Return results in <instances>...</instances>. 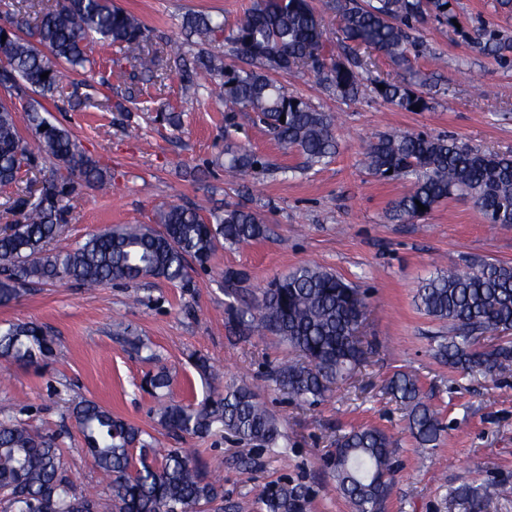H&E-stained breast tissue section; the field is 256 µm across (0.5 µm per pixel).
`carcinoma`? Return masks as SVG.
<instances>
[{
	"label": "carcinoma",
	"instance_id": "carcinoma-1",
	"mask_svg": "<svg viewBox=\"0 0 512 512\" xmlns=\"http://www.w3.org/2000/svg\"><path fill=\"white\" fill-rule=\"evenodd\" d=\"M451 0H325L338 22L337 44L325 37L323 16L313 0H253L230 27L206 13L185 17L187 37L231 45L228 64L204 48L199 69L220 78L217 95L229 112H252L284 148L304 156L308 166L327 163L337 151L333 116L289 92L271 73L306 67L342 99H355L370 88L374 96L401 110L425 109L422 93L404 83H364L373 65L360 51H377L393 64L411 69L409 52L420 46L419 25L427 19L452 23ZM28 21L13 19L0 27V88L21 92L28 102L19 110L0 98V193L3 212L19 211L22 220L0 229V306L34 283L75 281L97 288L112 281L164 279L190 285L189 261L204 267L222 245H248L264 239L263 217L236 206L203 216L187 205H167L156 225L128 224L88 238L72 249L52 243L68 222L67 202L79 188L106 191L112 173L80 148L64 128L42 116L41 100L63 97L60 65L84 68L94 63L88 44L95 37L132 58L148 76L181 65V46L169 41L166 58L151 49L152 33L139 18L110 0H61L36 16L31 41L21 35ZM482 50L507 64L512 34L483 26L477 30ZM48 77H42L43 73ZM384 88H378V85ZM38 153L25 143L18 112ZM285 121H280V117ZM53 164L33 177L36 155ZM224 173L230 180L263 174L267 163L229 139L224 143ZM365 167L387 180L411 179L410 189L395 200L392 220L406 222L429 214L457 194L474 202L491 224L512 225V154L473 150L447 137L408 132L380 136L365 154ZM424 205L421 211L418 205ZM249 288L247 273L224 272V293L238 299ZM357 288L318 265L305 263L271 280L253 304H229L228 322L241 336L279 337L297 354L278 366L276 383L302 403L318 404L343 381L363 355L356 335L361 312L353 302ZM414 303L430 318L448 325L437 340V354L448 366L493 376L512 361V265L483 261L477 268L440 272L417 288ZM53 354V340L36 323L0 327V358L33 365ZM387 393L408 411V428L423 446H436L442 432L437 412L424 402L418 378L397 373ZM86 451L107 484L115 512H224V489L184 448H173L160 464L145 463L150 443L138 426L84 399L71 407ZM158 421L174 434L209 436L224 429L239 440L278 448L283 439L266 403L249 384H233L198 404L166 403ZM55 432L36 433L10 416L0 418V492L4 512H98L99 499L77 487L68 475ZM139 457H134V451ZM396 458L395 440L373 427L352 428L336 442L327 466L335 488L353 512H383ZM496 485H462L454 498L465 512H484ZM308 490L300 484H276L261 500L260 512H306Z\"/></svg>",
	"mask_w": 512,
	"mask_h": 512
}]
</instances>
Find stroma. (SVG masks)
I'll list each match as a JSON object with an SVG mask.
<instances>
[{"label": "stroma", "mask_w": 512, "mask_h": 512, "mask_svg": "<svg viewBox=\"0 0 512 512\" xmlns=\"http://www.w3.org/2000/svg\"><path fill=\"white\" fill-rule=\"evenodd\" d=\"M153 31L155 43L182 39L186 14L223 16L233 24L252 0H112ZM457 26L424 22L414 73L373 54V76L426 84L428 106L406 112L367 94L348 101L329 93L306 69L279 81L316 109L337 116V152L323 165L304 168L302 157L282 149L251 113L225 123L223 100L209 78L192 86L174 78L149 81L115 47L92 43L95 68L65 72V100L45 101L47 118L68 130L87 155L112 173L108 194L84 188L70 199L65 233L70 249L117 224H151L166 203L202 211L245 206L261 213L268 238L224 247L207 267H194L191 289L158 279L112 283L93 290L69 282L37 285L0 306V325L33 322L55 339L45 361L19 366L0 361V413L37 432L58 430L69 474L85 484L96 477L83 439L66 413L72 402L93 399L153 438L157 451L187 448L200 463L220 467L225 505L261 501L269 486L291 482L310 488L307 512H352L329 486L325 459L351 428L371 426L397 442L398 470L385 512H461L452 499L460 485L489 481L497 496L485 512H512V366L496 381L452 369L438 358L434 339L447 326L419 311V284L440 271L465 270L488 260L512 265V225L488 223L470 198L455 195L428 215L397 223L389 207L410 187L383 180L363 165L369 145L390 131L447 136L482 151H512V65L486 54L476 39L485 24L512 30V13L491 0H452ZM443 56L435 68L431 55ZM181 115L173 129L169 112ZM271 164L257 180L227 182L214 163L225 133ZM303 263H314L367 294L361 327L363 362L335 386L323 404L288 397L271 380L292 352L278 337L239 336L228 323L225 269L248 272L252 288L265 286ZM142 339L133 349L128 337ZM203 356L220 365L219 385H257L285 433V449L262 448L218 432L175 437L158 422L164 403L200 401L209 390L192 365ZM166 372L168 388L150 389ZM398 372L415 374L443 425L433 448L421 447L407 428L405 410L385 392ZM251 458L256 468L242 465Z\"/></svg>", "instance_id": "obj_1"}]
</instances>
